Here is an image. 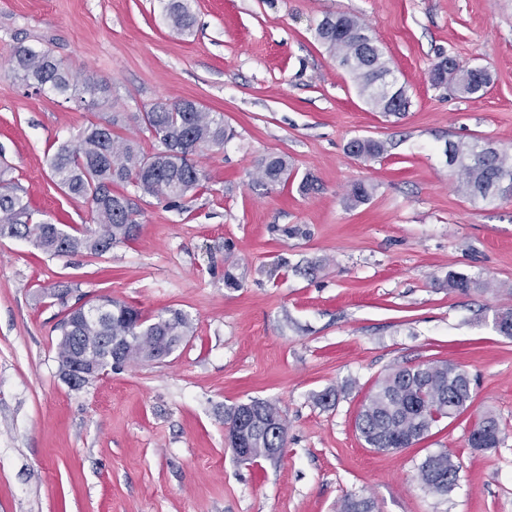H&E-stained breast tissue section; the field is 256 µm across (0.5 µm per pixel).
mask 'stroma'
I'll return each mask as SVG.
<instances>
[{"label":"stroma","instance_id":"obj_1","mask_svg":"<svg viewBox=\"0 0 512 512\" xmlns=\"http://www.w3.org/2000/svg\"><path fill=\"white\" fill-rule=\"evenodd\" d=\"M188 3L195 23L180 34L168 0H0V159L35 219L93 227L48 159L106 113H124L119 135L147 151L141 113L177 98L234 133L201 158L202 188L173 206L139 200L134 242L51 257L0 238V512H336L347 495L374 512H512V337L494 326L512 309V198L463 195L447 153L458 140L512 148V0ZM336 12L369 27L408 112L371 108L318 40ZM21 43L108 82L111 99L35 93L9 71ZM442 55L486 68L487 93L433 86ZM358 138L384 154L350 156ZM272 156L288 180L256 183ZM359 180L374 190L354 204ZM452 271L492 287L451 291ZM57 285L76 307L108 296L147 318L181 310L192 331L162 361L71 388L57 363L62 309L42 297ZM428 360L468 374V408L412 447L369 448L355 428L367 395ZM257 399L278 407L288 446L242 464L224 411ZM488 414L502 442L474 450L469 431ZM439 450L459 466L444 495L418 471Z\"/></svg>","mask_w":512,"mask_h":512}]
</instances>
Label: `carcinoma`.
Listing matches in <instances>:
<instances>
[{"instance_id":"1","label":"carcinoma","mask_w":512,"mask_h":512,"mask_svg":"<svg viewBox=\"0 0 512 512\" xmlns=\"http://www.w3.org/2000/svg\"><path fill=\"white\" fill-rule=\"evenodd\" d=\"M168 19L177 32L193 24L184 0H171ZM318 39L339 65L351 75L361 96L382 112H406L411 100L406 88L398 96L376 92V83L389 70L391 62L369 34V28L357 17L346 13L329 14L317 24ZM448 58L441 56L433 64L430 79L440 87L457 81L461 93L481 97L490 86L491 75L480 67L443 68ZM10 73L19 77L37 93H50L67 99L107 100L111 88L101 80L79 76L58 60L50 50L30 45L15 47ZM124 116L113 112L99 123H92L77 141L58 144L49 158V167L65 194L91 202L96 228L68 232L58 224L32 221L28 202L20 189L0 187V237L31 240L45 253L59 256L87 251L103 254L133 240L140 224L135 219L136 204L114 187L131 185L142 196L173 202L202 185L203 171L195 157L221 147L230 137L224 117L216 116L191 100L160 103L141 114V122L155 142L147 153L136 142L115 134ZM349 154L376 158L385 151L383 143L354 139ZM448 156L459 170V189L470 198L486 200L500 195V184H512V152L489 144L455 141L448 143ZM288 161L271 157L257 168V179L266 184L282 180ZM479 282L465 274L448 273V288L468 294ZM111 317L83 318L85 308L66 307L58 325V364L63 366L88 349L106 358L101 344L110 336L124 341L115 361L120 368L140 361L145 346L173 352L172 343L188 336L191 320L181 310H167L152 319L139 321L140 311L107 298ZM471 399V380L449 361H427L411 367L392 369L366 398L357 417V429L364 442L379 452L408 448L424 438L432 426L450 418L448 409L458 414ZM224 433L233 451L240 448H285L287 426L278 409L268 401L254 400L244 406L224 410ZM501 429L492 416L483 417L469 433L468 445L489 451L499 447ZM423 483L433 492L445 494L457 480L458 466L446 451L428 455L419 465ZM339 512H374L370 500L346 497Z\"/></svg>"}]
</instances>
